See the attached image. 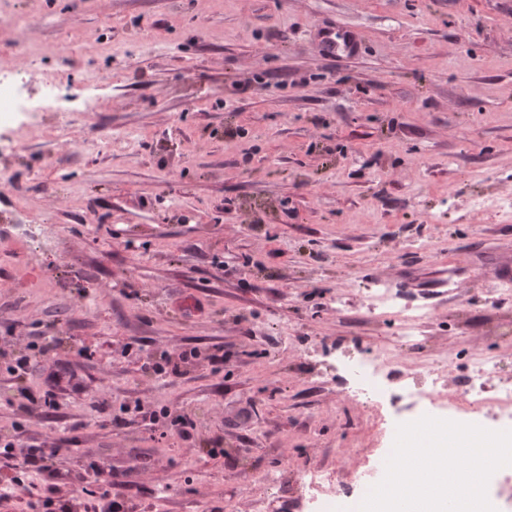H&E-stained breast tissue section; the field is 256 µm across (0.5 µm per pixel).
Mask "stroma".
I'll list each match as a JSON object with an SVG mask.
<instances>
[{
  "label": "stroma",
  "mask_w": 512,
  "mask_h": 512,
  "mask_svg": "<svg viewBox=\"0 0 512 512\" xmlns=\"http://www.w3.org/2000/svg\"><path fill=\"white\" fill-rule=\"evenodd\" d=\"M12 6L37 72L64 51L112 65L110 108L66 115L73 148L47 124L0 154V469L34 497L279 512L307 498L302 472L355 482L385 446L383 412L339 380L345 350H395L453 395L475 357L512 368V293L458 307L512 269V215L472 205L512 195V0ZM338 25L359 48L329 57L316 35ZM132 30L153 45L130 57ZM405 238L424 249L393 255ZM381 282L432 307L420 344L370 318ZM160 356L179 376L143 372ZM59 366L77 389L30 407ZM137 399L190 437L115 427ZM33 448L58 449L50 470Z\"/></svg>",
  "instance_id": "1"
}]
</instances>
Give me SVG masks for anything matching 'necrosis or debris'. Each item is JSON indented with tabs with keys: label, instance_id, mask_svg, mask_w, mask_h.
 Instances as JSON below:
<instances>
[{
	"label": "necrosis or debris",
	"instance_id": "obj_1",
	"mask_svg": "<svg viewBox=\"0 0 512 512\" xmlns=\"http://www.w3.org/2000/svg\"><path fill=\"white\" fill-rule=\"evenodd\" d=\"M58 66L61 75L32 84L30 26L18 25L12 49L0 56V117L49 112L56 127L62 129L66 123L61 117L60 99L68 76L79 77L96 89L112 81L111 68L93 63L76 67L66 54L60 56ZM367 309L378 318L400 319L401 334L411 342L418 336L417 322L434 316L429 306L407 307L397 292L385 284L372 291ZM349 377L356 391L389 405V426L393 429L425 415L482 427L491 421L496 429H512V383L501 380L498 363L488 358L474 360L463 395L451 399L446 398L439 377L413 369L405 357L390 351L375 355L370 362L350 365ZM304 480L312 490L308 512H357L363 500L348 484L324 472H307Z\"/></svg>",
	"mask_w": 512,
	"mask_h": 512
}]
</instances>
